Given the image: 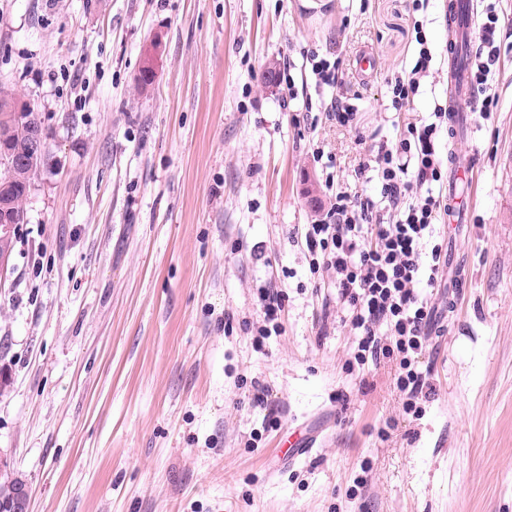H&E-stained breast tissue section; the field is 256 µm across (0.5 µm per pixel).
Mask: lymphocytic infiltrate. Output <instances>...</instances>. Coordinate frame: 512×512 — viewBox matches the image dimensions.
<instances>
[{"instance_id":"f902f5d3","label":"lymphocytic infiltrate","mask_w":512,"mask_h":512,"mask_svg":"<svg viewBox=\"0 0 512 512\" xmlns=\"http://www.w3.org/2000/svg\"><path fill=\"white\" fill-rule=\"evenodd\" d=\"M496 23L492 15L482 23L470 74L471 97L485 114L498 105L489 89L501 53ZM433 115L431 123L407 126L396 145L378 143L359 164L357 178L376 173L378 196L337 187L325 217L304 227L310 272L331 273L337 299L350 308L355 362L396 361L404 410L416 418L434 393L419 366L434 314L421 291L437 287L445 256L437 234L444 200L436 138L448 115Z\"/></svg>"}]
</instances>
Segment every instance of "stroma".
<instances>
[{
	"instance_id": "obj_1",
	"label": "stroma",
	"mask_w": 512,
	"mask_h": 512,
	"mask_svg": "<svg viewBox=\"0 0 512 512\" xmlns=\"http://www.w3.org/2000/svg\"><path fill=\"white\" fill-rule=\"evenodd\" d=\"M474 7L499 17L498 106L457 155L467 285L430 298L416 419L395 362L351 365L303 227L327 177L355 184L373 144L447 107L448 0H0V84L49 134L0 274V453L29 512H512V0ZM422 38L430 73L395 109ZM265 288L288 302L259 346ZM302 422L316 447L280 461Z\"/></svg>"
}]
</instances>
